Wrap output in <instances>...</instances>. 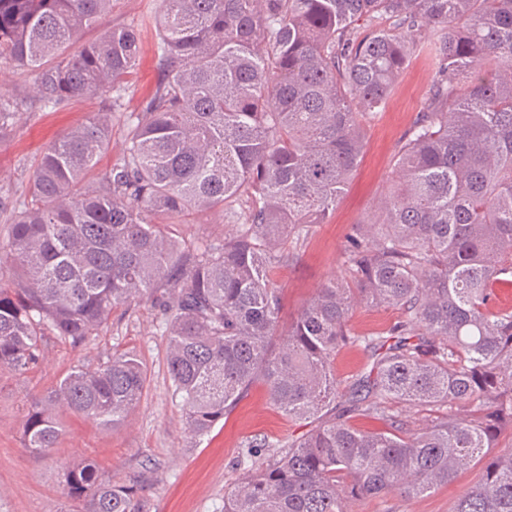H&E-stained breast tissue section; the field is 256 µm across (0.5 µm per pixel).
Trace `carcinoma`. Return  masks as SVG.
Here are the masks:
<instances>
[{"label": "carcinoma", "instance_id": "carcinoma-1", "mask_svg": "<svg viewBox=\"0 0 512 512\" xmlns=\"http://www.w3.org/2000/svg\"><path fill=\"white\" fill-rule=\"evenodd\" d=\"M163 78L108 149L138 57L132 27L97 25L112 0H0V63L36 72L37 101L0 97V141L15 115L87 94L92 114L40 155L0 243V369L25 372L43 331L73 343L120 306L163 291L168 372L189 429L211 430L262 381L309 429L269 458L248 443L224 512H353L357 501L425 495L479 465L454 512H512V0H161ZM435 77L396 152V180L374 221L354 224L344 275L281 330L271 267L293 258L336 210L365 141L411 54ZM222 209L235 233L187 243L186 214ZM401 310L380 332L350 327L355 305ZM361 346L347 385L335 362ZM147 374L132 354L71 369L29 402L25 447L44 452L61 414L116 428ZM417 406L421 427L394 408ZM379 420L362 429L354 419ZM83 512H135L133 493L91 460L67 466Z\"/></svg>", "mask_w": 512, "mask_h": 512}]
</instances>
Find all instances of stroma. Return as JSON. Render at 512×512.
Instances as JSON below:
<instances>
[{"label": "stroma", "mask_w": 512, "mask_h": 512, "mask_svg": "<svg viewBox=\"0 0 512 512\" xmlns=\"http://www.w3.org/2000/svg\"><path fill=\"white\" fill-rule=\"evenodd\" d=\"M158 0H113L102 27L134 25L140 56L122 105L112 114V139L98 163L105 171L118 162L127 134L124 117L141 111L160 79L153 16ZM427 53L413 54L385 107L365 125V149L348 189L328 223L316 224L296 260L271 271L283 296V319H291L324 283L341 278L351 225L373 218L393 177L399 141L419 112L434 78ZM100 97L72 98L60 106L20 112L9 137L0 142V241L8 210L28 193L43 149L67 130L102 111ZM222 210L188 214L177 231L191 242L218 241L232 233ZM162 309L152 300L114 309L106 325L79 345L46 335L36 365L22 374L0 371V512H75L62 473L70 463L93 459L116 486L136 491L135 512H224V498L240 482L241 456L248 442L287 444L305 427L289 421L254 384L227 417L206 435L192 433L170 380L168 338ZM137 356L147 373L140 402L117 429H101L75 414L63 417L56 448L42 455L24 448V413L31 398L45 395L73 367H99L115 355ZM473 467L454 482L424 496L392 493L356 502L354 512H452L457 499L481 478Z\"/></svg>", "instance_id": "stroma-1"}]
</instances>
